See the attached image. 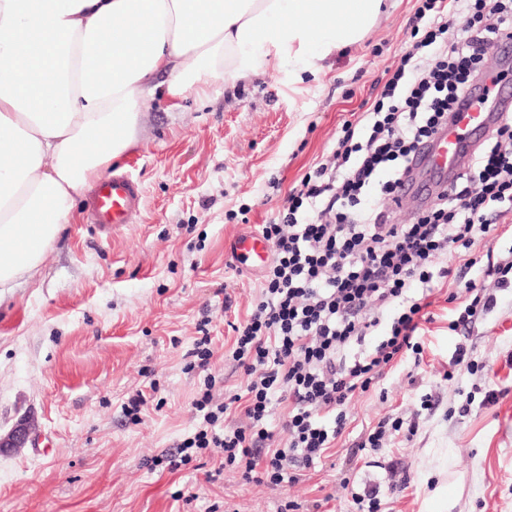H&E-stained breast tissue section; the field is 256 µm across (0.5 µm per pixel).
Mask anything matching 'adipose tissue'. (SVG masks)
Segmentation results:
<instances>
[{
	"label": "adipose tissue",
	"mask_w": 512,
	"mask_h": 512,
	"mask_svg": "<svg viewBox=\"0 0 512 512\" xmlns=\"http://www.w3.org/2000/svg\"><path fill=\"white\" fill-rule=\"evenodd\" d=\"M383 0H0V291L32 277L77 196L137 143L139 106L256 77L318 72Z\"/></svg>",
	"instance_id": "obj_1"
}]
</instances>
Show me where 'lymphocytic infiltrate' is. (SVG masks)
I'll return each instance as SVG.
<instances>
[{"mask_svg":"<svg viewBox=\"0 0 512 512\" xmlns=\"http://www.w3.org/2000/svg\"><path fill=\"white\" fill-rule=\"evenodd\" d=\"M414 44L387 70L377 98L356 120L345 121L331 155L305 173L260 234L272 260L260 281L254 308L234 323L229 356L244 371V393L216 400L207 376L212 339H197L193 365L205 372L194 401L198 418L180 454L221 449L225 468L248 481L279 486L334 447L347 408L406 355L421 357L419 340L429 322L439 284L454 281L471 301L449 323L468 328L497 303L469 279L476 241L495 231L504 207H512V114L494 128L489 146L473 154L435 203L408 224L369 191L395 199L399 177L420 140L447 124L457 96L490 72V46L512 30V0H416ZM454 263L435 268L438 256ZM392 318L380 340L353 359L347 346L362 342ZM287 404L281 432L269 420ZM240 413L244 425L218 432L217 424Z\"/></svg>","mask_w":512,"mask_h":512,"instance_id":"1","label":"lymphocytic infiltrate"}]
</instances>
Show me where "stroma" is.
<instances>
[{"label":"stroma","instance_id":"1","mask_svg":"<svg viewBox=\"0 0 512 512\" xmlns=\"http://www.w3.org/2000/svg\"><path fill=\"white\" fill-rule=\"evenodd\" d=\"M414 9L415 0H385L365 38L318 74L272 58L235 87L209 80L208 99L187 98L181 110L161 96L140 105L137 144L115 164L142 187L139 214L112 231L88 221L80 198L36 274L0 297V435L24 417L37 429L24 448L0 454V512H277L288 500L355 512L352 492L372 486L382 512H432L442 485L449 512H512V272L466 337L449 330L447 296L436 295L421 360L405 358L356 395L330 457L299 482L245 481L220 470L217 450L173 472L155 464L193 435L205 376L220 399L245 383L224 353L261 273L233 260L232 240L269 222L331 154L343 122L373 101L378 80L413 44ZM511 251L512 212L475 246L471 278ZM204 320L213 357L203 373L187 364ZM460 346L480 371L450 375ZM491 389L497 399L484 403ZM140 390L147 403L135 423L125 407ZM467 393L474 400L464 413ZM427 394L435 409H423ZM390 414L417 420V432L359 451Z\"/></svg>","mask_w":512,"mask_h":512}]
</instances>
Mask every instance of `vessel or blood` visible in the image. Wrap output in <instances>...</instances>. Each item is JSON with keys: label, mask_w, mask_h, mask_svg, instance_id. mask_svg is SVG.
Returning <instances> with one entry per match:
<instances>
[{"label": "vessel or blood", "mask_w": 512, "mask_h": 512, "mask_svg": "<svg viewBox=\"0 0 512 512\" xmlns=\"http://www.w3.org/2000/svg\"><path fill=\"white\" fill-rule=\"evenodd\" d=\"M458 117L428 142L420 145L401 180L400 199L422 203L445 191L452 177L494 128L500 113L512 111V81L486 90L483 83L465 89L458 101ZM142 190L125 172H113L97 188L92 199L94 223L127 224L137 211ZM240 264L260 268L270 258V246L260 235L237 237L231 247Z\"/></svg>", "instance_id": "b4317fda"}]
</instances>
